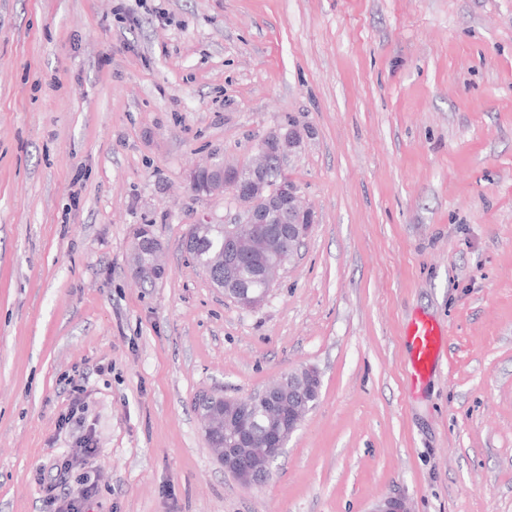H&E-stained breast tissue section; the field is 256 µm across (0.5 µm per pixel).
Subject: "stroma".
<instances>
[{"instance_id":"obj_1","label":"stroma","mask_w":512,"mask_h":512,"mask_svg":"<svg viewBox=\"0 0 512 512\" xmlns=\"http://www.w3.org/2000/svg\"><path fill=\"white\" fill-rule=\"evenodd\" d=\"M291 124L315 224L245 309L182 248L237 212L187 174ZM304 367L317 405L242 486L197 395ZM73 456L85 512H512V0H0V512ZM142 244H148L152 248V258L149 262L143 264V263H136L135 271L136 274L142 279L152 280L155 281L157 279H160L165 274V267L160 262V253L162 250V245L160 241L153 235L151 229L149 226L144 227L142 236L138 240V244L136 248H133V254L138 252L139 247ZM406 338L414 351L413 375L417 381H422L437 361L442 342L441 332L429 320L418 318L412 322Z\"/></svg>"}]
</instances>
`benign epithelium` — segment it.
<instances>
[{
    "label": "benign epithelium",
    "mask_w": 512,
    "mask_h": 512,
    "mask_svg": "<svg viewBox=\"0 0 512 512\" xmlns=\"http://www.w3.org/2000/svg\"><path fill=\"white\" fill-rule=\"evenodd\" d=\"M301 143L300 131L290 126L268 135L246 165L215 163L189 173L192 191L209 196L229 192L239 208L234 223L244 225V232L233 233L224 257L216 262L224 265V280L229 283L241 264L251 262L254 276L266 284L260 291L224 287V296L242 308H256L266 300L276 275L298 252L314 224L313 211L303 205L297 186L284 175L278 179L270 177L271 169L283 167ZM138 244L150 245L152 258L145 264H135L136 274L143 280L162 278V245L150 227H144ZM320 391L319 372L306 367L246 399L200 395L198 403H209L202 409L205 438L224 472L243 486L263 485L303 416L316 404ZM257 406L263 408L269 419L259 435L255 433ZM371 512L410 509L405 499L388 497L379 500Z\"/></svg>",
    "instance_id": "obj_1"
}]
</instances>
